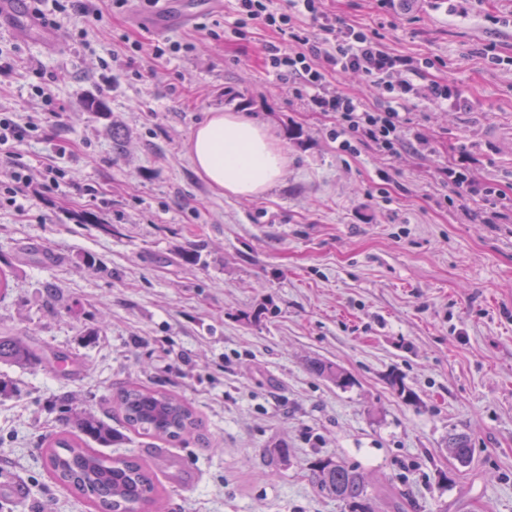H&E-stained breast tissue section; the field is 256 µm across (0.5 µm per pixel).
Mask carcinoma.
<instances>
[{
  "instance_id": "carcinoma-1",
  "label": "carcinoma",
  "mask_w": 512,
  "mask_h": 512,
  "mask_svg": "<svg viewBox=\"0 0 512 512\" xmlns=\"http://www.w3.org/2000/svg\"><path fill=\"white\" fill-rule=\"evenodd\" d=\"M0 361L19 366L55 368L64 356L49 359L24 336H0ZM311 370L338 386L350 378L344 369L321 360ZM123 424L135 434L163 442H185L201 436L202 422L194 408L176 394L146 385H129L113 397ZM57 430L41 437L38 453L60 484L76 490L97 512H140L154 500L158 487L144 465L133 455L112 458L101 449L112 445V425L76 401L62 398ZM448 448L462 466L471 462L473 448L466 434H453ZM319 490L344 502L350 509L368 500V482L359 469L340 459H322L313 468Z\"/></svg>"
}]
</instances>
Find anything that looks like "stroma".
<instances>
[{
	"label": "stroma",
	"instance_id": "35a3bbf8",
	"mask_svg": "<svg viewBox=\"0 0 512 512\" xmlns=\"http://www.w3.org/2000/svg\"><path fill=\"white\" fill-rule=\"evenodd\" d=\"M100 8L86 37L17 39V64L0 67V106L43 127L10 163L37 180L65 148L59 187L0 205V266L13 270L0 334L72 360L0 362L18 387L0 397V512H89L37 452L66 393L111 421L107 455L149 467L159 512H349L312 481L324 458L360 468L375 512L395 499L403 512H512V0H323L337 25L377 32L419 66L416 84L456 85L457 106L408 105L421 155L338 151L335 113L265 68L262 28L154 33L135 8ZM124 35L194 49L119 67ZM32 59L61 76L53 108L30 97ZM217 111L287 147L283 180L261 197L216 193L193 169L186 143ZM449 165L471 188L443 182ZM315 359L351 384L314 374ZM132 382L184 397L203 438L124 429L112 397ZM453 432L472 441L468 466L448 450Z\"/></svg>",
	"mask_w": 512,
	"mask_h": 512
}]
</instances>
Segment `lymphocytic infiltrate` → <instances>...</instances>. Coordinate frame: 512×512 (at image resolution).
Wrapping results in <instances>:
<instances>
[{
    "instance_id": "1",
    "label": "lymphocytic infiltrate",
    "mask_w": 512,
    "mask_h": 512,
    "mask_svg": "<svg viewBox=\"0 0 512 512\" xmlns=\"http://www.w3.org/2000/svg\"><path fill=\"white\" fill-rule=\"evenodd\" d=\"M28 10L57 27L66 19L91 26L103 18L96 0H29ZM254 25L274 36L267 47V68L291 83L314 111L335 113L332 137L340 151L369 143L386 153L405 148L422 152L427 142L421 134H409L406 104L413 98L440 104L459 98L448 82L418 88L416 67L387 52L371 31L336 26L321 0H232L224 14L225 32L240 37ZM350 71L374 78L388 95L387 106L370 108L331 90L332 79Z\"/></svg>"
}]
</instances>
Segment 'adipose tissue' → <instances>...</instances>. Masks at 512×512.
<instances>
[{"label": "adipose tissue", "mask_w": 512, "mask_h": 512, "mask_svg": "<svg viewBox=\"0 0 512 512\" xmlns=\"http://www.w3.org/2000/svg\"><path fill=\"white\" fill-rule=\"evenodd\" d=\"M196 172L214 189L254 198L282 178L288 155L263 124L235 112H212L188 140Z\"/></svg>", "instance_id": "obj_1"}]
</instances>
